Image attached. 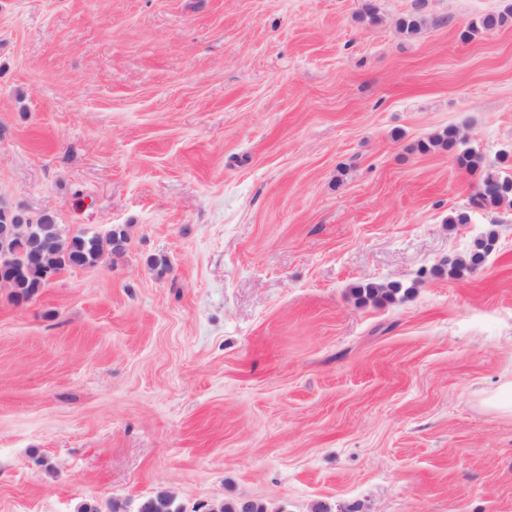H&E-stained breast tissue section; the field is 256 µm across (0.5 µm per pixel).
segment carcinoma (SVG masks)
Segmentation results:
<instances>
[{"mask_svg":"<svg viewBox=\"0 0 512 512\" xmlns=\"http://www.w3.org/2000/svg\"><path fill=\"white\" fill-rule=\"evenodd\" d=\"M512 15V8L508 14L479 16L468 23L463 32L465 37L490 30ZM438 147L455 156L457 163L469 173L478 177L475 194L471 197V204L483 209L499 208L503 205L512 206V171H505L486 162L483 154L473 148L460 149L461 140L454 130L448 129L435 135L429 144L422 148ZM43 238V252L40 261L29 262L25 259L3 270V274L15 282V296L17 300L27 301L36 295L48 283L51 273H56L66 266L94 267L106 255H118L123 249L115 246V241H126L127 235L122 228H114L105 236L82 233L72 237L62 234L59 225L41 232ZM495 235L489 234L475 242L467 258L455 261L451 274L458 275L464 270H473L485 262L492 251ZM400 289L393 285L368 284L356 289V295L364 301L381 303L393 301ZM140 512H178L173 508L172 498L163 495L143 503Z\"/></svg>","mask_w":512,"mask_h":512,"instance_id":"obj_1","label":"carcinoma"}]
</instances>
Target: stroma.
<instances>
[{
    "label": "stroma",
    "instance_id": "obj_1",
    "mask_svg": "<svg viewBox=\"0 0 512 512\" xmlns=\"http://www.w3.org/2000/svg\"><path fill=\"white\" fill-rule=\"evenodd\" d=\"M510 6L0 0V200L128 236L0 288V512H512V206L416 148L512 169ZM462 141L453 129L435 135L428 144L453 154L457 163L469 173L478 175V185L471 197V204L483 209L499 208L503 205L512 206V171L499 169L487 163L483 154L473 148L460 149ZM495 235L490 233L482 240L475 242L467 258L455 261L451 268V275H459L463 270H473L485 262L486 257L492 251L495 242ZM400 290L401 288H397L393 285L383 286L367 284L365 287L356 288V295L364 301L381 303L385 301H394ZM485 404L505 415H512V381L502 384L497 390L486 396Z\"/></svg>",
    "mask_w": 512,
    "mask_h": 512
}]
</instances>
